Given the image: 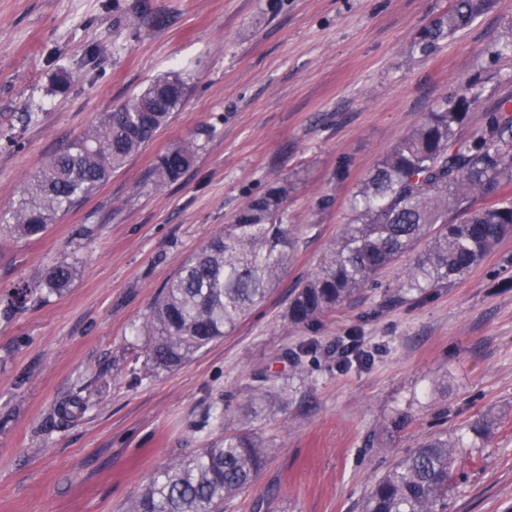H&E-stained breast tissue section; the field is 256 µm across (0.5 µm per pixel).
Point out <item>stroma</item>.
I'll return each instance as SVG.
<instances>
[{
    "label": "stroma",
    "mask_w": 512,
    "mask_h": 512,
    "mask_svg": "<svg viewBox=\"0 0 512 512\" xmlns=\"http://www.w3.org/2000/svg\"><path fill=\"white\" fill-rule=\"evenodd\" d=\"M450 6L0 0V212L41 161L148 79L175 73L188 86L154 140L46 234H0V295L57 262L79 266L64 295L0 315V512H126L171 460L247 422L273 452L224 512H358L396 459L442 430L468 445L448 512H512V236L423 302L393 299L405 256L313 325L287 316L383 154L467 83L482 97L466 137L512 96V0L420 52ZM187 139L191 166L151 189L159 157ZM277 180L292 185L284 208L299 242L268 299L182 368L132 382L137 329L163 283ZM351 337L372 359L343 369L336 344ZM260 372L280 373L287 403L249 418ZM78 391L87 412L61 419ZM483 420L489 434L472 443Z\"/></svg>",
    "instance_id": "1"
}]
</instances>
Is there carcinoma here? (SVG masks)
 <instances>
[{
  "label": "carcinoma",
  "instance_id": "1",
  "mask_svg": "<svg viewBox=\"0 0 512 512\" xmlns=\"http://www.w3.org/2000/svg\"><path fill=\"white\" fill-rule=\"evenodd\" d=\"M488 6L489 0H452L424 30L421 51L435 50ZM185 97L186 84L175 74L144 84L37 167L17 205L0 215V231L17 241L43 236L54 218L93 195L146 147ZM480 97L473 83L444 97L380 158L351 201L350 221L290 301V322H316L409 253L414 257L395 298H422L468 275L512 235V197L475 206L477 197L512 185V98L501 99L464 139L461 128ZM194 152L191 141L170 149L152 170L150 185L161 189L180 179ZM289 189V182L275 181L250 197L165 282L139 326L144 372L170 371L189 362L230 335L266 300L297 242L283 208ZM78 272L73 262L54 264L39 282L9 292L0 313L9 316L44 294L65 293ZM255 381L252 404L271 410L284 406V387L264 374ZM85 409L75 393L57 413L76 419ZM462 448L446 432L423 439L376 481L360 512H447L448 491L465 461ZM272 451L249 429L215 439L150 478L127 512H224V501L251 485Z\"/></svg>",
  "mask_w": 512,
  "mask_h": 512
}]
</instances>
